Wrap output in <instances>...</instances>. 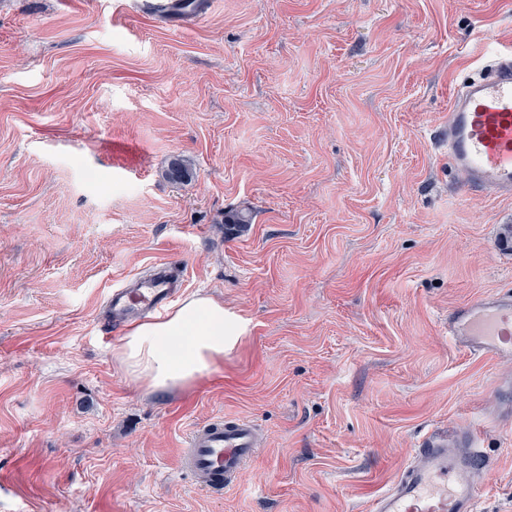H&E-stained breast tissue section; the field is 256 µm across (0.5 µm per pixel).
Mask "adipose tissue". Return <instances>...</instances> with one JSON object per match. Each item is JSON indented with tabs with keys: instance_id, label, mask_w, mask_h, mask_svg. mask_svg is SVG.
<instances>
[{
	"instance_id": "obj_1",
	"label": "adipose tissue",
	"mask_w": 512,
	"mask_h": 512,
	"mask_svg": "<svg viewBox=\"0 0 512 512\" xmlns=\"http://www.w3.org/2000/svg\"><path fill=\"white\" fill-rule=\"evenodd\" d=\"M226 342L223 301L195 293L165 315L132 324L113 357L148 392L161 393L217 366Z\"/></svg>"
}]
</instances>
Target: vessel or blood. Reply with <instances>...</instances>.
Here are the masks:
<instances>
[{"label": "vessel or blood", "instance_id": "obj_1", "mask_svg": "<svg viewBox=\"0 0 512 512\" xmlns=\"http://www.w3.org/2000/svg\"><path fill=\"white\" fill-rule=\"evenodd\" d=\"M448 163L471 186L494 198L512 197V48L478 78L455 90L448 107ZM182 270L155 264L150 274L114 287L110 326L159 315L174 302ZM448 334L464 349L512 359V293L491 294L448 315ZM258 429L247 418L217 417L189 428L180 467L213 493L237 485L254 460ZM489 461L473 430H436L424 436L415 460L372 504V512H475Z\"/></svg>", "mask_w": 512, "mask_h": 512}]
</instances>
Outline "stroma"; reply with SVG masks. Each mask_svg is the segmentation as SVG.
<instances>
[{"label":"stroma","mask_w":512,"mask_h":512,"mask_svg":"<svg viewBox=\"0 0 512 512\" xmlns=\"http://www.w3.org/2000/svg\"><path fill=\"white\" fill-rule=\"evenodd\" d=\"M134 2L0 0V512H370L448 426L491 459L477 512H512V360L448 335L452 308L512 291V199L466 189L445 141L455 87L512 48V0L172 22ZM167 261L235 334L149 393L103 301ZM216 415L260 428L220 496L179 468Z\"/></svg>","instance_id":"1"}]
</instances>
